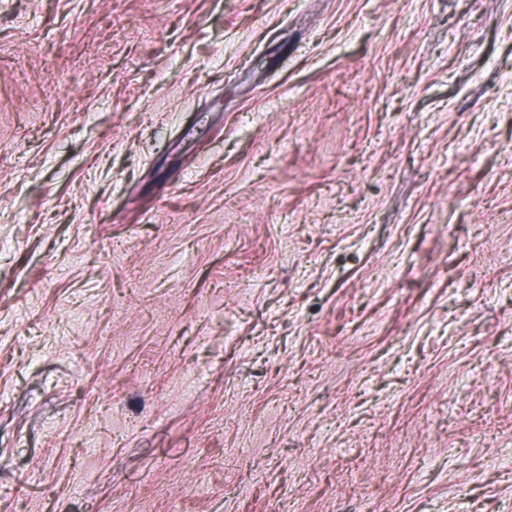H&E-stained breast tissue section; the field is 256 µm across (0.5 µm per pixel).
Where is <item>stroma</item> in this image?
<instances>
[{
  "label": "stroma",
  "mask_w": 512,
  "mask_h": 512,
  "mask_svg": "<svg viewBox=\"0 0 512 512\" xmlns=\"http://www.w3.org/2000/svg\"><path fill=\"white\" fill-rule=\"evenodd\" d=\"M0 512H512V0H0Z\"/></svg>",
  "instance_id": "stroma-1"
}]
</instances>
